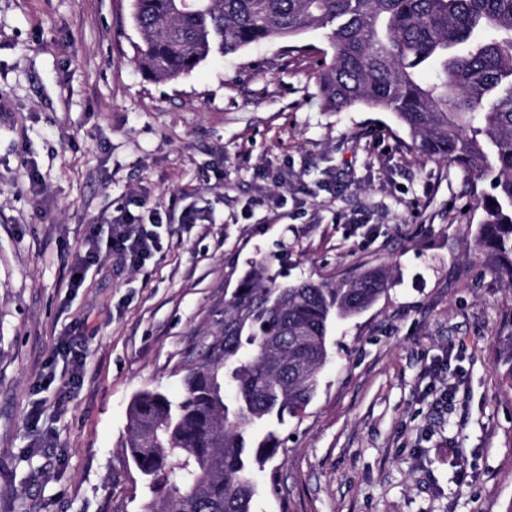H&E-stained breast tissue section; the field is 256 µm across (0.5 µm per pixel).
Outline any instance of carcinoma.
Masks as SVG:
<instances>
[{"instance_id":"obj_1","label":"carcinoma","mask_w":512,"mask_h":512,"mask_svg":"<svg viewBox=\"0 0 512 512\" xmlns=\"http://www.w3.org/2000/svg\"><path fill=\"white\" fill-rule=\"evenodd\" d=\"M131 18L141 66L166 80L215 53L324 30L326 107L390 112L418 152L490 178L475 243L512 290V0H132ZM386 285L382 269L290 283L250 266L182 397L147 390L129 405L123 448L151 494L143 512H252L256 472L280 449L273 421L306 410L336 322Z\"/></svg>"}]
</instances>
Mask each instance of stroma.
Wrapping results in <instances>:
<instances>
[{
	"label": "stroma",
	"mask_w": 512,
	"mask_h": 512,
	"mask_svg": "<svg viewBox=\"0 0 512 512\" xmlns=\"http://www.w3.org/2000/svg\"><path fill=\"white\" fill-rule=\"evenodd\" d=\"M140 41L131 0H0V512H141L131 399L182 396L255 261L290 282L390 279L277 425L252 512H512V290L474 246L488 179L417 152L392 113L327 109L323 31L166 82ZM123 207L160 211V252L104 256L70 287L91 226Z\"/></svg>",
	"instance_id": "35a3bbf8"
}]
</instances>
